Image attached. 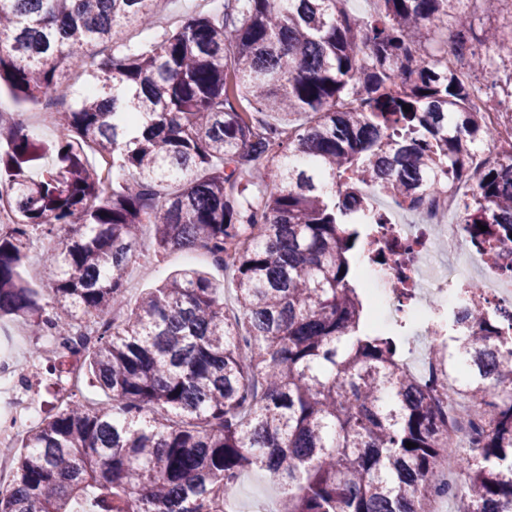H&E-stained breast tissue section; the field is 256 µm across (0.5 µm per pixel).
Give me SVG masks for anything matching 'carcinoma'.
<instances>
[{"mask_svg":"<svg viewBox=\"0 0 512 512\" xmlns=\"http://www.w3.org/2000/svg\"><path fill=\"white\" fill-rule=\"evenodd\" d=\"M345 2L224 0L89 69L85 48L151 29L156 0H0V84L61 105L51 141L0 114V319L50 336L125 312L69 349L106 399L25 432L0 512H227L248 470L280 485L279 512H433L441 497L512 512V345L473 306L432 349L438 374H406L403 326L372 320L362 258L369 225L388 218L361 192L418 210L426 192L472 181L471 242L494 256L512 239V141L484 116L512 122V76L477 109L438 40L453 26L479 72L473 41L512 51V29L476 38L462 0H376L369 16ZM268 113L306 120L288 129ZM497 141L500 160L473 169L476 145ZM89 149L122 175L112 187ZM164 182L179 188L162 196ZM35 247L43 292L22 275ZM188 247L232 270L237 315L197 268L128 306L131 257ZM439 386L459 416L478 410L468 441L448 442ZM446 454L454 487L439 479Z\"/></svg>","mask_w":512,"mask_h":512,"instance_id":"1","label":"carcinoma"}]
</instances>
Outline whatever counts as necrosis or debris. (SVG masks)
<instances>
[{
	"label": "necrosis or debris",
	"mask_w": 512,
	"mask_h": 512,
	"mask_svg": "<svg viewBox=\"0 0 512 512\" xmlns=\"http://www.w3.org/2000/svg\"><path fill=\"white\" fill-rule=\"evenodd\" d=\"M471 190L455 195L430 193L422 208L429 225L420 232L417 225H375L373 238L382 255L395 250L407 255L403 267L380 260L368 263L366 276L377 289L385 322L406 320L421 323L435 312L455 314L463 308L481 306L502 320L512 319V241L498 245L496 259L474 247L462 222V203ZM487 265L489 280L480 293L468 289L471 275ZM13 352H0V411L9 412L12 424L0 430V490H7V448L13 447L16 432L30 429L35 405L17 386Z\"/></svg>",
	"instance_id": "obj_1"
}]
</instances>
